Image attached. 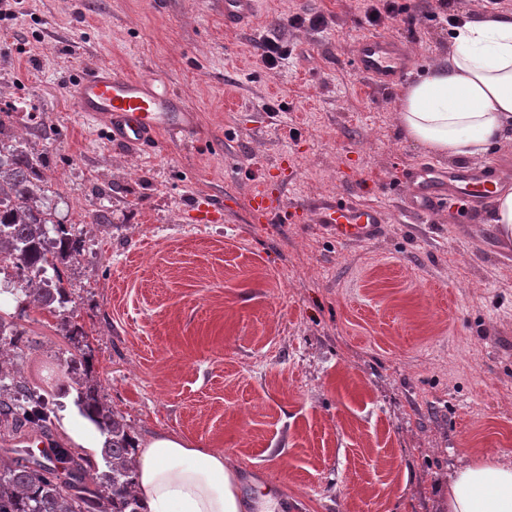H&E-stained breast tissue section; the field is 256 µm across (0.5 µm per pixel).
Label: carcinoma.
I'll list each match as a JSON object with an SVG mask.
<instances>
[{
  "label": "carcinoma",
  "mask_w": 512,
  "mask_h": 512,
  "mask_svg": "<svg viewBox=\"0 0 512 512\" xmlns=\"http://www.w3.org/2000/svg\"><path fill=\"white\" fill-rule=\"evenodd\" d=\"M6 148L10 157L0 158V259L21 266L47 261L43 239L54 234L60 264L75 258L83 249L82 239L72 228L53 218L55 212L42 202L46 190L36 177L41 161L27 151L22 137H13ZM22 310L62 316L69 303L64 288L20 289ZM25 342L22 332L0 339V435L12 437L20 428L47 436L56 417V395L11 367L10 352ZM62 376L75 391V405L92 422L103 438L102 457L106 470L57 444L43 460L24 456L0 462V512H147L136 491L135 437L123 416L113 410L88 378L85 357L63 360Z\"/></svg>",
  "instance_id": "1"
}]
</instances>
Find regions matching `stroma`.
<instances>
[{
    "mask_svg": "<svg viewBox=\"0 0 512 512\" xmlns=\"http://www.w3.org/2000/svg\"><path fill=\"white\" fill-rule=\"evenodd\" d=\"M402 2L408 22L387 30L421 71L451 32L425 17L431 0ZM316 13L326 29L287 25ZM370 30L362 0H259L235 31L224 0H24L0 14V108L10 131L31 129L60 221L87 227L63 267L69 308L136 439L167 430L224 453L304 512H442L455 470L512 467V247L489 213L404 214L396 176L454 162L402 135L401 89L353 68ZM267 37L293 48L273 71ZM98 63L167 71L200 115L197 141L166 136L143 157L79 124L69 88ZM275 99L287 111H266ZM260 189L283 219L252 221ZM319 192L384 206L390 222L375 239L331 238L292 216ZM203 197L223 202V223L188 220ZM18 326L37 343L18 368L58 389L72 344L59 325Z\"/></svg>",
    "mask_w": 512,
    "mask_h": 512,
    "instance_id": "1",
    "label": "stroma"
}]
</instances>
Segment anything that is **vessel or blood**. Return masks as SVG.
Masks as SVG:
<instances>
[{
	"mask_svg": "<svg viewBox=\"0 0 512 512\" xmlns=\"http://www.w3.org/2000/svg\"><path fill=\"white\" fill-rule=\"evenodd\" d=\"M257 0H224V24L234 27L253 18ZM355 69L375 86L390 88L411 79L415 70L412 48L388 32L361 36L352 57ZM71 103L77 120L104 131L108 144L148 154L159 138L170 134L182 141L200 131L198 111L179 94L169 75L156 71L139 78L94 67L84 71L71 87ZM407 212L427 218L445 206L449 198L464 203V215L477 213L490 203L503 181L496 163L464 166L447 176L429 175L426 169L408 170L404 176ZM312 223L342 240H370L380 235L389 216L380 206L357 199L321 194L302 205ZM190 214L195 222H212L224 216L222 203L196 201Z\"/></svg>",
	"mask_w": 512,
	"mask_h": 512,
	"instance_id": "b4317fda",
	"label": "vessel or blood"
}]
</instances>
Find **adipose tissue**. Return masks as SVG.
Returning <instances> with one entry per match:
<instances>
[{
  "label": "adipose tissue",
  "instance_id": "1",
  "mask_svg": "<svg viewBox=\"0 0 512 512\" xmlns=\"http://www.w3.org/2000/svg\"><path fill=\"white\" fill-rule=\"evenodd\" d=\"M452 45L405 89L397 118L403 135L430 153L471 159L512 139V15L467 21L453 29ZM137 452L148 512H293L280 487L183 436L155 434ZM447 496L448 512H512V467L467 465Z\"/></svg>",
  "mask_w": 512,
  "mask_h": 512
}]
</instances>
